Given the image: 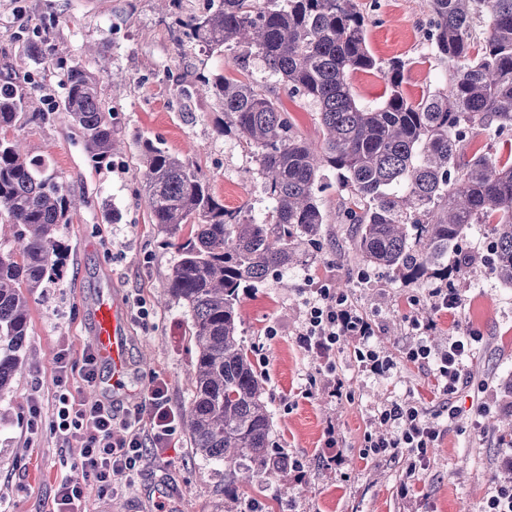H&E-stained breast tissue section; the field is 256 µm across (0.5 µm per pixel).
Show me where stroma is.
Returning <instances> with one entry per match:
<instances>
[{"label":"stroma","mask_w":512,"mask_h":512,"mask_svg":"<svg viewBox=\"0 0 512 512\" xmlns=\"http://www.w3.org/2000/svg\"><path fill=\"white\" fill-rule=\"evenodd\" d=\"M356 2L369 19L371 52L384 61L407 60L402 84L407 96L419 98L445 82L448 68L425 40L429 0ZM48 23L54 60L26 58L24 42ZM232 57L229 51L177 46L172 19L158 0H0V79L24 94L26 112L48 115L44 121H21L14 135L43 158L46 174L83 201L72 223L59 230L70 248L62 281L29 298L30 367L12 392L0 397V507L6 512H53L59 483L76 472L78 443L60 441L53 429L54 360L67 350L72 392L90 395L82 354L94 342L91 306L99 294L123 296L129 313L130 385L115 410L132 406L157 376L168 382L179 412L187 411L192 398L190 315L166 297V276L178 253L160 226L147 220L138 148L128 138L111 165L97 169L89 163L78 130L54 116L64 98L58 65L77 62L92 71L119 126L161 139L169 151L201 168L225 207L264 215V177L250 150L235 138L215 136L213 99L186 100L179 93L200 72L232 75ZM250 68L289 113L298 135L321 143L314 106L289 93L258 56H251ZM116 72L127 79L118 92L112 89ZM319 196L327 215L322 253L240 291L239 335L264 379L272 443L300 462L302 474L256 476L225 491L223 474L192 455L181 427L170 448L147 456L133 483L121 485L117 494L102 497L89 490L87 512H250L259 501L270 512H481L496 486L512 480V455L500 443L501 433L512 430V405L501 400L512 385V287L485 264L476 277L454 276L462 298L457 309H434L441 279L428 275L406 284L359 261L350 227L341 221L347 192L335 175L326 177ZM321 287L347 295L374 329L364 344L341 338L331 371L299 343L308 291ZM141 307L147 311L143 319L136 316ZM427 319L435 328L424 334L414 323ZM467 329L481 331L484 339L465 360L457 392L447 396L435 364L411 363L406 353L422 342L440 349L450 335ZM363 346L387 356L390 370L363 371L356 357ZM339 380L344 395L337 398L331 390ZM391 401L413 403L443 431L412 478L405 450L363 453L367 434H396V424L377 418ZM35 405L41 409L37 420L31 414ZM330 427L336 438L332 449L325 444ZM335 451L342 464L330 463Z\"/></svg>","instance_id":"1"}]
</instances>
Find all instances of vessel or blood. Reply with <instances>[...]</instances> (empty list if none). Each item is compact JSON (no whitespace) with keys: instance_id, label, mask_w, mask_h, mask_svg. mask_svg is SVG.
Returning <instances> with one entry per match:
<instances>
[{"instance_id":"obj_1","label":"vessel or blood","mask_w":512,"mask_h":512,"mask_svg":"<svg viewBox=\"0 0 512 512\" xmlns=\"http://www.w3.org/2000/svg\"><path fill=\"white\" fill-rule=\"evenodd\" d=\"M95 349L100 360L112 366V388L126 390L128 377L123 363L128 350L127 315L123 303L109 297L95 300L92 305Z\"/></svg>"}]
</instances>
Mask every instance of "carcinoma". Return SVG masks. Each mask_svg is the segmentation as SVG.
I'll return each mask as SVG.
<instances>
[{"mask_svg": "<svg viewBox=\"0 0 512 512\" xmlns=\"http://www.w3.org/2000/svg\"><path fill=\"white\" fill-rule=\"evenodd\" d=\"M179 36L212 53L239 49L234 67L255 53L317 109L323 141L301 139L286 113L258 82L201 73L193 93L216 101L213 130L246 144L265 177L274 220L229 211L208 178L159 139L131 134L143 167L144 205L151 223L175 239L178 261L167 295L190 313L195 345L193 398L185 425L193 452L224 472V490L259 474L284 472L288 455L272 447L261 378L238 338L239 291L277 275L324 247L326 217L318 192L326 173L348 191L341 221L351 225L364 263L416 281L453 269L476 274L477 259L455 252L475 224L492 239L490 263L512 285V148L496 138L512 130V0H430L431 51L448 66V81L413 100L402 84L406 61H381L367 44V19L355 0H205L186 13L168 0ZM50 31L28 40L25 54L53 55ZM376 72L387 85L380 105L355 98L351 79ZM60 115L76 126L95 168L117 154L121 131L100 96L96 78L80 65L61 67ZM186 88L180 93L190 95ZM23 97L0 83V214L15 227L0 253V392L25 368L28 295L60 280L68 248L59 236L77 207L43 161L6 132L23 118ZM493 134L467 152L474 130Z\"/></svg>", "mask_w": 512, "mask_h": 512, "instance_id": "carcinoma-1", "label": "carcinoma"}]
</instances>
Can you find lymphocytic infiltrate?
Wrapping results in <instances>:
<instances>
[{
  "label": "lymphocytic infiltrate",
  "mask_w": 512,
  "mask_h": 512,
  "mask_svg": "<svg viewBox=\"0 0 512 512\" xmlns=\"http://www.w3.org/2000/svg\"><path fill=\"white\" fill-rule=\"evenodd\" d=\"M371 323L364 318L347 296L318 289L309 303L305 327L301 333L304 348L323 359H330L340 337L373 336ZM478 331L469 330L450 337L444 349L431 351L426 345L410 348L407 356L414 362L434 361L443 390L454 394L460 380L463 361L475 344ZM167 382L160 377L141 394L139 401L123 413H116L107 402H88L71 392L60 393L55 401L56 434L63 442L77 441L82 448L80 472L66 477L55 495V512H79L88 487L100 495L114 494L119 482L130 480L147 452L168 448L181 422L180 413L169 402ZM378 418L394 422L396 434L368 438L373 454L405 449L413 461H424L429 450L441 437L438 428L423 420L419 409L409 402H392L383 406Z\"/></svg>",
  "instance_id": "1"
}]
</instances>
